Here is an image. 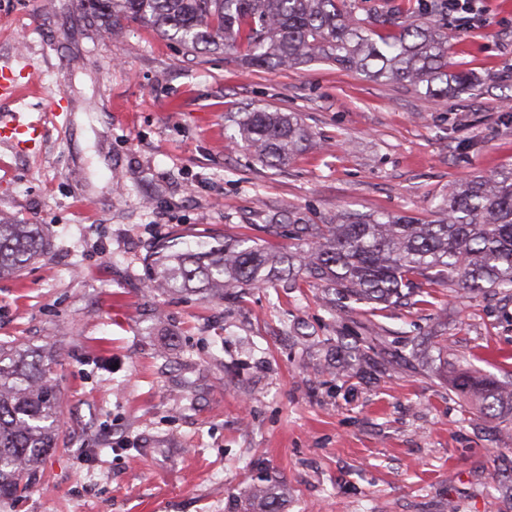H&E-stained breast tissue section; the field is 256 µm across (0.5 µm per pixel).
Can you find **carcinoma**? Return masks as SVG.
Listing matches in <instances>:
<instances>
[{
  "label": "carcinoma",
  "instance_id": "carcinoma-1",
  "mask_svg": "<svg viewBox=\"0 0 512 512\" xmlns=\"http://www.w3.org/2000/svg\"><path fill=\"white\" fill-rule=\"evenodd\" d=\"M78 7L117 32L136 21L191 53L221 51L242 63L280 69L314 62L355 70L373 80L425 87L433 99L469 84L448 60V0H421L419 18L397 13L372 20L354 16L348 0H77ZM237 135L270 168L288 164L312 145L294 112L245 109ZM440 218L349 212L337 224H296L294 238L310 249L300 258L273 254L247 237L194 249L162 244L154 278L173 291L224 300L234 289L265 285L293 271L324 282L339 298L391 306L417 279L438 275L475 296L491 289L512 297V168L453 185L437 206ZM50 247L39 224L0 219V277L15 274ZM47 356L0 345V498L24 493L33 467L55 447L59 398ZM458 393L489 419L512 414V389L490 376L460 372ZM268 482L250 489L248 512H280Z\"/></svg>",
  "mask_w": 512,
  "mask_h": 512
}]
</instances>
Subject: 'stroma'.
I'll list each match as a JSON object with an SVG mask.
<instances>
[{
    "instance_id": "stroma-1",
    "label": "stroma",
    "mask_w": 512,
    "mask_h": 512,
    "mask_svg": "<svg viewBox=\"0 0 512 512\" xmlns=\"http://www.w3.org/2000/svg\"><path fill=\"white\" fill-rule=\"evenodd\" d=\"M474 89L315 63L266 70L187 53L137 23L108 37L75 0H0V217L50 248L0 278V344L55 355L57 444L0 512H240L269 479L282 512H512V433L452 386H512V299L428 286L426 303L335 302L299 278L233 302L151 286L161 241L249 235L295 250L289 219H435L454 184L512 165V0L449 22ZM60 111H48L51 101ZM298 113L314 146L263 166L230 121ZM361 361L346 366L348 348Z\"/></svg>"
}]
</instances>
